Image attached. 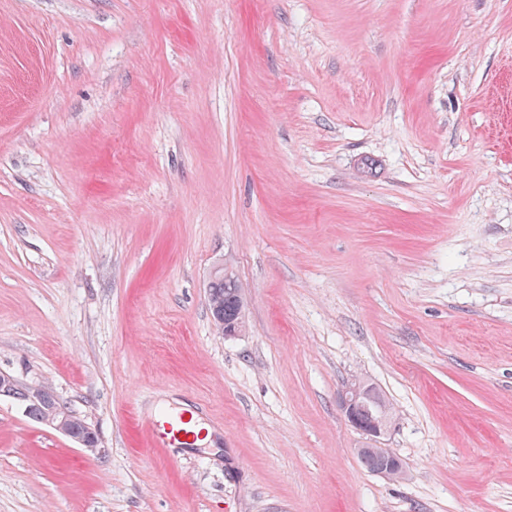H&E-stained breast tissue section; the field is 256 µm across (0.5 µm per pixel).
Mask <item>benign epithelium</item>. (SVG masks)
Instances as JSON below:
<instances>
[{
	"label": "benign epithelium",
	"mask_w": 512,
	"mask_h": 512,
	"mask_svg": "<svg viewBox=\"0 0 512 512\" xmlns=\"http://www.w3.org/2000/svg\"><path fill=\"white\" fill-rule=\"evenodd\" d=\"M374 396V385L362 378L354 379L342 390L339 397L340 407L350 425L375 444L373 448L357 449V454L360 456L370 453L384 454L387 456V461L378 470V474L389 480H399L404 475L400 459L390 449L381 446V440L389 433L393 414L379 405L375 408L373 417L367 420L362 417L364 408L374 401ZM45 422L77 442L81 447L89 451L94 450L96 438L93 429H88V434L85 437L74 436L68 427V414L51 412L46 416Z\"/></svg>",
	"instance_id": "benign-epithelium-1"
}]
</instances>
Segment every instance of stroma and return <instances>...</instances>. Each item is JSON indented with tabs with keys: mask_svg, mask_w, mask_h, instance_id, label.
Returning <instances> with one entry per match:
<instances>
[{
	"mask_svg": "<svg viewBox=\"0 0 512 512\" xmlns=\"http://www.w3.org/2000/svg\"><path fill=\"white\" fill-rule=\"evenodd\" d=\"M0 372V512H512V0H0ZM218 270L219 268L215 269L212 274ZM224 274L229 275L230 271L220 270L209 280V308L215 320L219 314L224 317V320L217 317V320L223 326L224 335L235 336L238 334L232 328H226L224 321L227 325H235L241 333L246 323L245 301L238 279L232 273L230 278H225ZM374 396V385L362 378L354 379L342 390L339 397L340 407L350 425L375 444L371 446L375 448H358L357 454L362 464L375 472L383 463V458L376 453H382L388 458L377 473L389 480H399L405 474L400 459L389 448L381 446V440L389 433L393 414L377 404L373 417L368 420L362 417L364 408L375 401ZM10 391H12L11 396L17 395V398L20 401H22V403L25 405L27 413L31 417L40 421H45L54 429L62 432L63 434L77 442L81 447L85 448L86 450H96V448H94V441H96V438L93 429L90 427L88 428V434L86 437H75L70 432L68 427V413L71 418V429L77 435H81L84 433L87 426L86 421L70 414V411H68V407H66V404L60 401L51 390L48 389V391L44 393L41 399L34 400L30 399L26 388L23 389L20 386H18L16 388L10 389ZM58 409L64 410L67 413L60 414L58 412H51L53 410ZM192 415L163 414L152 423L155 441L163 446L187 448L198 436ZM200 435V434H199Z\"/></svg>",
	"mask_w": 512,
	"mask_h": 512,
	"instance_id": "1",
	"label": "stroma"
}]
</instances>
